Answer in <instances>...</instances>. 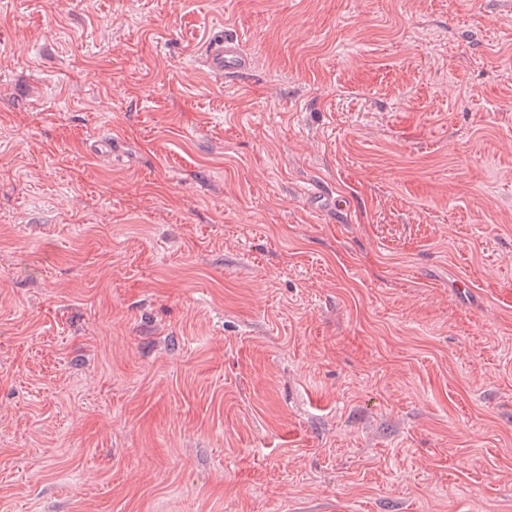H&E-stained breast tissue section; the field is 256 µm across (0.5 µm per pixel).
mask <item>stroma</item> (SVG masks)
I'll list each match as a JSON object with an SVG mask.
<instances>
[{
  "instance_id": "1",
  "label": "stroma",
  "mask_w": 512,
  "mask_h": 512,
  "mask_svg": "<svg viewBox=\"0 0 512 512\" xmlns=\"http://www.w3.org/2000/svg\"><path fill=\"white\" fill-rule=\"evenodd\" d=\"M0 512H512V0H0ZM200 59L205 69L218 78L243 76L252 65L237 38L232 36L221 35L207 42Z\"/></svg>"
}]
</instances>
